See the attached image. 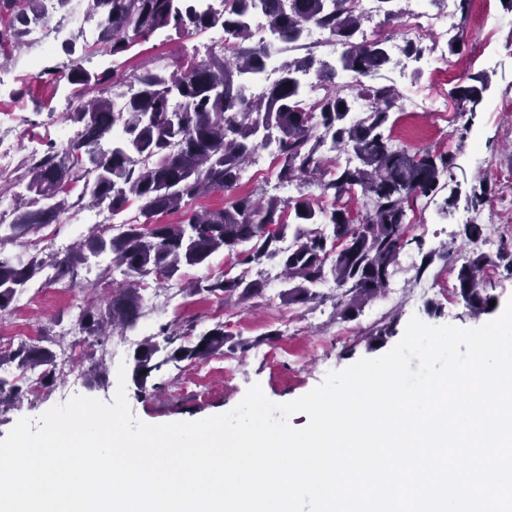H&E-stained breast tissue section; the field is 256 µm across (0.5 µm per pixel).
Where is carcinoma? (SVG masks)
<instances>
[{"mask_svg": "<svg viewBox=\"0 0 512 512\" xmlns=\"http://www.w3.org/2000/svg\"><path fill=\"white\" fill-rule=\"evenodd\" d=\"M87 14L99 18L97 50L118 54L170 23L205 29L221 25L230 55L212 52L185 71L145 66L130 76L136 91L115 108L112 97L76 105L66 119L79 127L76 139L62 150L48 149L25 161L22 178L31 197L20 199L9 214H0V311L37 278L77 285L90 258L111 256L100 276L116 269L125 282L97 304L83 309L82 332L99 342L135 327L144 297L139 284L147 277L166 281L184 266H201L222 250L246 265L279 259L288 304L318 297L316 288L332 278L340 293L335 308L343 318L385 291L408 238L407 211L422 198L434 200L454 181L455 158L445 151H410L385 134L398 94L379 82L393 62L388 45L363 32L367 16L350 0H224L215 15L198 9L196 0H86ZM260 12L282 54L280 77L261 97L246 94V82L262 73L268 46L253 41L250 18ZM43 14V0H0V48L13 52L30 46L29 33ZM312 26L325 31L340 49L336 64L316 59L305 42ZM70 57L66 78L74 84H101L107 76H89L81 66L86 47L71 40L62 45ZM323 87L317 103H308L303 76ZM348 75L351 81L338 79ZM488 78L456 88V96L476 111ZM368 102L364 115L350 116L355 100ZM352 153L356 163L328 165L320 149ZM272 148L279 161L277 179L296 184L295 197L234 196L218 209L197 211L188 203L209 193L233 191L244 166L260 149ZM320 197L304 191L310 178ZM80 188L72 196L74 188ZM361 194L372 208L355 218L341 205ZM104 206L114 215L134 207L137 215L116 234L90 233L64 253L35 251L19 260L1 252L4 243L20 242L75 207ZM181 212L176 224H161L160 214ZM296 228L284 245L289 222ZM490 258L473 253L456 272V293L476 316L492 310L494 297L483 288L482 272ZM261 278L219 276L197 280L193 294L220 296L243 303L263 295ZM193 328L162 325L145 338L135 355V378L145 387L163 367L195 361L221 350L229 333L217 324L190 339ZM162 341H157V338ZM42 368L54 378L55 354L24 343L0 351V367Z\"/></svg>", "mask_w": 512, "mask_h": 512, "instance_id": "obj_1", "label": "carcinoma"}]
</instances>
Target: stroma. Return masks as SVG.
Instances as JSON below:
<instances>
[{
    "label": "stroma",
    "instance_id": "1",
    "mask_svg": "<svg viewBox=\"0 0 512 512\" xmlns=\"http://www.w3.org/2000/svg\"><path fill=\"white\" fill-rule=\"evenodd\" d=\"M453 34L463 37L456 53L433 60L432 43L422 40L420 59L395 51L397 64L385 73L384 82L398 93L400 106L392 109L386 126L394 142L410 149L430 148L456 156L459 181L457 200L448 211L437 203H417L408 218L413 239L400 258L399 273L390 289L347 319L337 315L336 285L323 284L319 297L307 304L290 305L280 296V265L269 262L261 268L227 265V253L217 252L208 264L184 268L178 278L179 291H160L147 298L144 315L137 326L104 343L85 341V357L71 377L56 375L39 395L24 390L25 376L15 367L4 375L22 386L19 400L0 409V439L21 417L36 418L49 408L65 403L74 395L111 401L117 388L119 367H126V393L132 413L140 420L161 424L198 420L235 407L254 384L275 403L290 402L319 385L326 373L343 369L360 358L385 354L402 338L411 316L431 325L451 324L460 328L481 326L503 310L512 298V272L498 265L501 243L512 240V7L506 0H471L465 18L454 21ZM213 29H187L169 25L125 52L112 55L86 52L82 66L90 74L102 72L123 80L143 64L176 61L195 63L212 49ZM41 56L38 71H30L31 57ZM68 63L61 43L49 51L32 47L17 53L7 65L5 85L0 88V131L19 125L29 138L41 143L57 142L69 129L63 104L72 97L110 96L107 85L72 84L59 80L56 70ZM483 74L489 87L475 114L461 115L454 90L470 77ZM277 159L265 155L262 166H248L236 189L237 195L254 192L282 197L295 195V187L275 185ZM481 185L487 201L473 210L467 201L472 187ZM479 224L484 236L494 237L495 247L486 251L494 264L488 267L484 286L495 297V310L473 316L461 299L447 304L433 295H417L420 282L437 284L454 279L455 265L469 257L476 246L463 232L465 225ZM435 251L425 272H418L420 250ZM220 273L230 277L256 278L267 274V286L250 310H238L206 295H192L189 281ZM75 288L44 284L36 280L5 312L0 313V335L34 337L47 346L58 337H71L79 329V315L87 300L105 297L106 288L96 272H81ZM238 313L240 321L228 328L229 340L222 351L156 376V388L139 392L133 374L135 353L143 339L160 325L190 324L203 334L223 322L225 314ZM277 332L275 345L259 343V336ZM237 363L233 374H225V360ZM105 362V378L93 379L96 362Z\"/></svg>",
    "mask_w": 512,
    "mask_h": 512
}]
</instances>
